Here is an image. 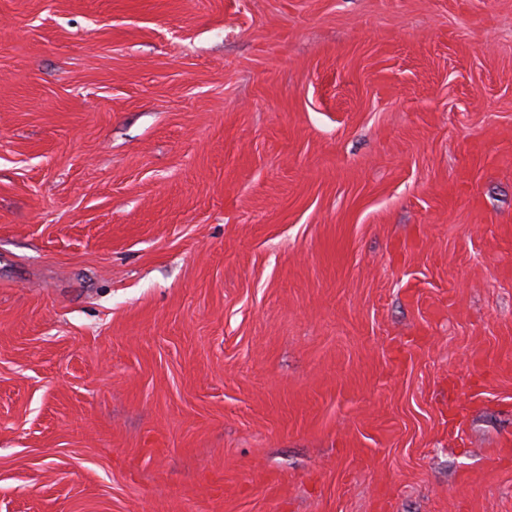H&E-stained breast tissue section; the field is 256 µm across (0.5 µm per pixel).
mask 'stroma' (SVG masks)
<instances>
[{
	"label": "stroma",
	"mask_w": 512,
	"mask_h": 512,
	"mask_svg": "<svg viewBox=\"0 0 512 512\" xmlns=\"http://www.w3.org/2000/svg\"><path fill=\"white\" fill-rule=\"evenodd\" d=\"M512 0H0V512H512Z\"/></svg>",
	"instance_id": "35a3bbf8"
}]
</instances>
